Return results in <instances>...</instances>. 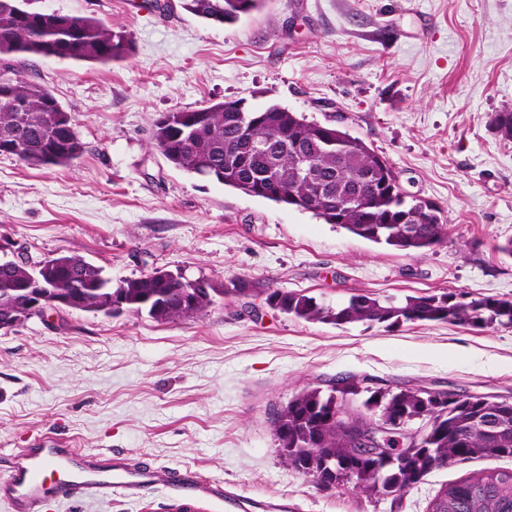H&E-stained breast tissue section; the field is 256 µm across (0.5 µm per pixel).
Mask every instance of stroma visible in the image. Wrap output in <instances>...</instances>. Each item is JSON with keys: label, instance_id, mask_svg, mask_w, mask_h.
Here are the masks:
<instances>
[{"label": "stroma", "instance_id": "obj_1", "mask_svg": "<svg viewBox=\"0 0 512 512\" xmlns=\"http://www.w3.org/2000/svg\"><path fill=\"white\" fill-rule=\"evenodd\" d=\"M31 6L96 17L131 51L104 65L13 60L70 113L87 150L66 167L0 155V238L33 262L83 256L116 284L165 269L250 291L177 321L51 310L0 331L1 456L73 437L288 512H426L445 484L512 468L456 461L395 499L349 483L325 491L284 467L271 414L310 387L366 376L512 397V325L336 326L265 302L270 288L325 303L448 291L512 300V257L498 250L512 239V139L489 123L512 111V0H264L224 25L183 0ZM234 100L363 140L408 196L442 209L446 241L423 252L374 243L177 169L156 148L161 115ZM54 512L186 511L157 486Z\"/></svg>", "mask_w": 512, "mask_h": 512}]
</instances>
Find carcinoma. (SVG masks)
<instances>
[{"instance_id":"cac0c4a2","label":"carcinoma","mask_w":512,"mask_h":512,"mask_svg":"<svg viewBox=\"0 0 512 512\" xmlns=\"http://www.w3.org/2000/svg\"><path fill=\"white\" fill-rule=\"evenodd\" d=\"M263 0H184L185 8L195 16L213 23L236 22L262 7ZM74 24L61 26L55 17L29 8V0H0V68L10 71L15 58H43L54 54L60 60L110 63L129 52L125 35L112 30L92 16H75ZM13 98L0 95V155H10L31 166H69L87 147L78 137L71 116L62 110L57 118L45 110L48 89L42 85L13 78ZM25 105L17 112L16 102ZM233 102L220 101L197 112H169L154 125L156 148L174 167L216 181L245 194L258 181L275 183L288 177L282 196L269 200L287 205H302L326 223L334 216L321 211V198L341 202L365 191L368 208L345 215L341 226L375 243L400 250L423 251L441 245L447 234L444 218L434 223H399L418 209L416 199H407L399 190L380 187L392 167L359 138L336 129L331 140L322 137L325 124L286 108L265 107L259 134L271 143L263 152L239 146L245 136V119L257 112L242 114L232 109ZM492 126L505 138H512V112L491 115ZM311 145L317 152L313 177L295 178L297 148ZM51 275L49 284L80 292L87 306L108 314L99 302L112 287L103 269L81 256L64 255L32 264L26 260L0 266V311L5 300L21 302V288L35 278ZM206 289L190 302L183 284L177 279L162 280L153 273L126 279L115 288L123 294L127 308L147 312L158 320L176 321L205 310L219 293L247 294L249 285L242 280L219 288L205 279ZM265 302L279 312L307 322L335 325L377 323L394 326L403 322H438L473 328L512 325V301L481 297L458 301L451 292L440 295L408 297L400 304L382 302L358 294L335 306L316 301L304 293L271 290ZM341 383L361 403L350 411V422L329 421L336 405L338 390L307 388L274 414L273 429H288V447L281 454L287 468L309 475L320 472L338 486L355 481L365 492L402 494L450 457L512 458V403L496 404L480 397L436 402L419 388H369L355 377ZM376 410L389 420L421 416L433 420V429L403 464H388L379 457H362L347 464L348 449L368 425L367 411ZM493 416L509 429L487 435L478 429L479 420ZM448 501L435 495L428 512H512V469L502 468L446 484Z\"/></svg>"}]
</instances>
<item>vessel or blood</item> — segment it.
<instances>
[{
	"mask_svg": "<svg viewBox=\"0 0 512 512\" xmlns=\"http://www.w3.org/2000/svg\"><path fill=\"white\" fill-rule=\"evenodd\" d=\"M6 477L0 478V501L10 512H42L48 503L86 497H108L165 485L192 500L225 501L220 483H205L189 473L173 474L160 468L132 466L117 455L105 456L77 447L71 440L36 438L30 447L11 454Z\"/></svg>",
	"mask_w": 512,
	"mask_h": 512,
	"instance_id": "vessel-or-blood-1",
	"label": "vessel or blood"
}]
</instances>
